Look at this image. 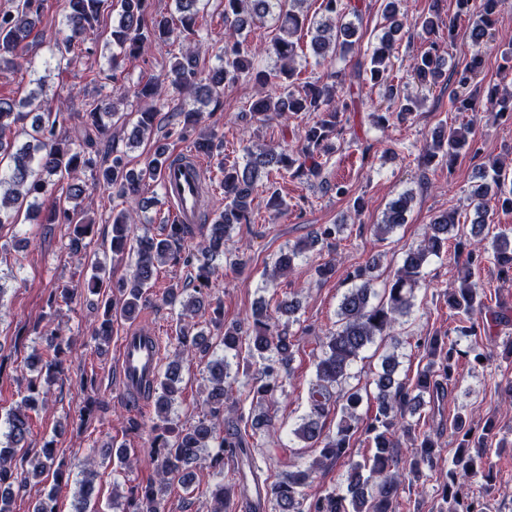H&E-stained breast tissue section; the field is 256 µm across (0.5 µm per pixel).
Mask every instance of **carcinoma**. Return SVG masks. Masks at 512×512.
<instances>
[{
  "instance_id": "carcinoma-1",
  "label": "carcinoma",
  "mask_w": 512,
  "mask_h": 512,
  "mask_svg": "<svg viewBox=\"0 0 512 512\" xmlns=\"http://www.w3.org/2000/svg\"><path fill=\"white\" fill-rule=\"evenodd\" d=\"M62 15L63 37L56 42L52 57L63 60L76 46L87 45L85 52H93L97 43L101 12H117L118 21L112 26V80H117L120 58L138 57L152 45L163 46L174 39L186 42L185 52L174 57L165 74V80L174 90L191 92L196 100L208 105L218 100L224 88L243 76L252 78L265 94L248 101L246 112L258 122L278 117L302 119L305 122L301 144L286 148L272 144L257 152L247 153L243 165H224L216 162L218 185L224 194V208L214 212L203 224H166L165 233L152 236L137 235L132 225L133 212L146 209L141 197V183L147 176L161 174L171 162V155L155 151L145 167L139 171L128 168L125 154L110 139L114 120L121 121L128 131V140L141 142L157 129L161 96V82L149 79L123 88L117 99L110 95L91 96L84 100L77 113L82 138L74 139L64 130L63 111L50 103L44 108H30L31 98L17 102L0 96V225L16 224L19 216L29 220L39 207L47 179L57 176L69 180L68 204L50 210L43 224L74 225V240L82 241L93 233L94 225L84 215L87 184L80 174L94 171V183L118 189L129 207L112 212V253L134 255L133 271L129 278L113 283L106 277L105 268L94 266L93 273L82 292L105 297L102 320L94 327L93 339L102 346L111 340L114 319H134L145 307L148 291L152 288L158 268L172 260L185 266L196 259L191 240L200 237L197 247L206 262L196 266L195 294L178 301L184 289L173 284L162 300L181 305V325L172 343L173 354L159 368L154 386L131 395V407L139 408L138 398L153 400L155 434L149 450V462L157 479L144 486H133L120 512H165V493L169 481L180 482L190 489L194 471L210 469L224 475V458L236 457L248 447L247 438L270 431L274 426L268 416H249L237 409L233 399L234 384L239 373L257 367L248 382V396L256 404H273L283 392L284 373L294 358V334L289 330L292 317L299 309L294 296H284L274 309L264 303L252 307L242 320L226 324L221 301H216L214 324L224 345V355L209 356V338L202 333H191L189 319L204 308L203 295L212 288L215 267L211 261L224 255L230 231L240 224L253 223L252 202L259 183L267 180L275 184L282 180L322 178L328 158L336 153V140L344 135L340 116L351 103L343 92L344 80L335 72L331 78H318L294 84L297 76L294 60L299 42L298 33L307 21L303 13L306 0H222L224 4V46L216 54L218 64L203 73L198 66L197 44L202 42L199 26L203 0H174L176 19L167 16L149 17L151 0H58ZM443 0H430L428 12L418 24L428 47L413 59V78L423 88H430L447 77L448 52L443 42H453L456 17L473 19L470 28L472 53L465 66L455 72L458 91L450 98V109L455 112H473L479 102L468 88L481 72L482 48L492 36L503 0H456V15L443 18ZM324 18L316 22L312 37L314 52L324 58L328 55L346 57L359 44L355 38V22L363 19L369 10L366 0H322ZM44 11V0H15L7 9L0 10V69L15 70L26 66L36 71L27 58L28 43L36 23ZM383 16L387 21L385 33L375 46L367 51L369 67L357 63L355 77L358 88L365 84L384 85L392 106L384 112L373 113V123L385 128L390 121L406 122L418 111L421 100L410 94L402 95L388 84L398 35L404 29L403 0H385ZM274 22L275 34L264 51L277 59L278 65L259 70L254 66L256 49L248 41L249 28ZM486 104L501 117L512 119V89L495 85L487 93ZM26 142L19 145V136ZM217 136L214 133L198 136L192 142L194 152L211 158ZM107 147V158L98 159L99 144ZM475 147L469 124L452 123L435 131L424 141L414 160L429 169L453 164L464 149ZM482 182L470 191L476 218L470 225L460 223L458 212L444 211L426 225L422 239L403 253L400 266L382 292L374 288L375 272L382 255L371 257L349 274L351 287L342 294L337 320L324 333L320 354L315 362V380L309 389V408L298 419L292 435L309 448L319 450V456L308 466L291 464L289 469L271 482L261 478L263 468L253 457H246L247 469L239 470L234 485L245 489V481L265 487L275 502V512H394V505L403 489L404 475L399 472L396 450L397 433L410 441L409 473L420 478L423 469L432 467L438 443L431 435L419 431L415 415L425 405V398L435 399L444 392L443 381L451 376L455 357H473L481 365L484 354L477 347L462 341L480 333L489 334L508 318V310L485 309V292L472 281V270L490 264L498 277L512 281V228L495 234L485 244L484 231L494 223L497 209L512 208V174L503 163L491 159L482 168ZM414 195L404 192L391 201L380 223L373 225L374 234L385 240L407 220ZM346 229L344 224H324L316 235L276 254L271 272L266 274L263 288H274L277 280L294 271L298 262L318 243L331 244ZM469 235L463 268L465 273L458 287L445 294L448 308L459 317L460 326L454 340L438 336L427 337L423 345L431 360L412 381L397 378L399 356L396 351L381 356V370L374 374L370 404L375 412L362 419L358 408L363 402L361 389L349 386L352 367L360 355L379 339L390 335L398 320L409 316L415 306V292L425 285L424 268L429 258L448 250V234ZM45 343V373L29 379L27 395L21 406L7 413L4 440L0 441V512H11L12 490L26 483L28 475L52 474L54 484L66 479L63 464L57 462L56 448L47 441L34 452L27 447L30 432V412L37 409L50 391L57 375L72 354V346L55 330L39 333ZM204 362L203 373L210 388L203 400L202 414L190 426L177 430L168 438L173 406L180 393L182 366L188 357ZM84 390L92 392L83 412L92 416L105 410V402L94 395L98 380L95 374L85 373L80 379ZM342 402V415L332 434L325 432V419L330 408ZM464 417H458L455 429L462 432L460 442L448 471L441 476L443 492H451L448 512H489L488 502L466 490L471 477L482 466L484 457L492 449L502 447L496 440L494 427L488 425L481 434L473 435L465 427ZM371 436L372 453L361 461L346 459L351 440L359 429ZM346 460L347 488L340 493L334 489L310 497L307 488L314 481L316 470L327 462ZM95 472L88 470L79 481L78 507L75 512H92L90 504L95 492ZM231 489L219 482L212 490L211 512H230Z\"/></svg>"
}]
</instances>
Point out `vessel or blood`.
<instances>
[{
  "instance_id": "1",
  "label": "vessel or blood",
  "mask_w": 512,
  "mask_h": 512,
  "mask_svg": "<svg viewBox=\"0 0 512 512\" xmlns=\"http://www.w3.org/2000/svg\"><path fill=\"white\" fill-rule=\"evenodd\" d=\"M206 177L204 164L187 157L183 164L165 168L161 182L171 204L175 222L195 224L199 221L201 187ZM160 342H146L139 332L128 331L120 346V379L124 390H135L157 374L161 356Z\"/></svg>"
}]
</instances>
